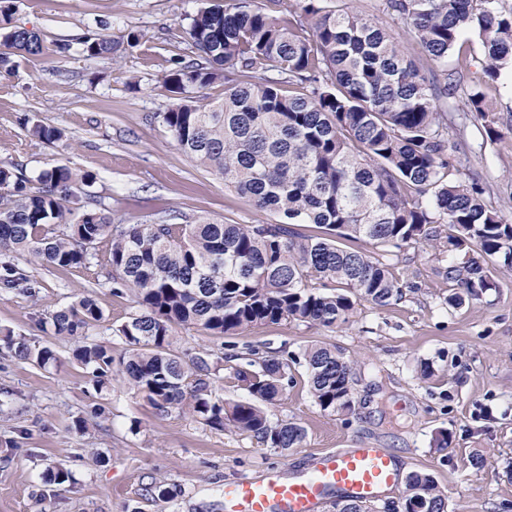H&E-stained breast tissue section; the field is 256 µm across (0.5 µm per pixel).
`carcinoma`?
<instances>
[{"label": "carcinoma", "mask_w": 512, "mask_h": 512, "mask_svg": "<svg viewBox=\"0 0 512 512\" xmlns=\"http://www.w3.org/2000/svg\"><path fill=\"white\" fill-rule=\"evenodd\" d=\"M383 10L412 30L432 61L444 62L470 34L486 64L483 82L512 69V0H383ZM186 33L201 61L180 60L162 79L174 103L157 118L176 146L224 180L253 208L276 223L116 224L101 206L76 217L66 203L93 182L67 165L43 170L33 191L10 165L0 166V252L27 254L61 269L90 268L97 245L110 243L107 266L114 293L134 292L136 311L116 332L127 356L88 341L105 318L87 293L42 319L52 335L77 342L73 357L88 370L95 391L122 376L155 414L188 412L217 430L255 437L285 453L302 447L304 427L273 423L267 408L280 401L292 379L286 358L258 357L236 371L245 401L213 396L224 353L176 349L181 328L222 339L283 322L331 328L349 322L356 301L387 306L403 296L384 257L342 241L401 249L445 238L463 255L448 266L459 290L448 305L481 300L495 283L491 265L512 268V222L487 200L477 179L451 177L459 143L449 134L440 101L458 83H438L405 57L374 16L349 9V0H228L188 17ZM139 35L116 41L87 37L89 59H116L138 46ZM0 45L29 56L45 54L40 34L0 24ZM224 83V99L196 105L188 90ZM466 96L467 112L498 136V118L481 84ZM30 134L62 139L55 127L35 124ZM316 280L320 287L310 288ZM0 285L32 294L26 276L4 267ZM8 350L44 368L57 357L47 346L6 333ZM309 391L330 414L355 408L351 362L334 346L314 344L302 354ZM146 492L157 502L173 498L164 482ZM420 501L447 512V496L434 478L414 471L405 478L397 512ZM336 512H371L350 496Z\"/></svg>", "instance_id": "carcinoma-1"}]
</instances>
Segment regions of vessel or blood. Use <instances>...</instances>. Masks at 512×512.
Listing matches in <instances>:
<instances>
[{
	"instance_id": "1",
	"label": "vessel or blood",
	"mask_w": 512,
	"mask_h": 512,
	"mask_svg": "<svg viewBox=\"0 0 512 512\" xmlns=\"http://www.w3.org/2000/svg\"><path fill=\"white\" fill-rule=\"evenodd\" d=\"M403 470L386 448H347L316 457L310 474L266 469L224 486V512H325L334 496L372 502L395 490Z\"/></svg>"
}]
</instances>
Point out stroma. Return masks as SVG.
<instances>
[{
	"label": "stroma",
	"mask_w": 512,
	"mask_h": 512,
	"mask_svg": "<svg viewBox=\"0 0 512 512\" xmlns=\"http://www.w3.org/2000/svg\"><path fill=\"white\" fill-rule=\"evenodd\" d=\"M223 3L14 0L10 24L38 31L49 52L0 73V163L15 166L33 188L53 165L89 172L94 183L78 190L71 207L93 196L125 224L160 216L175 224L262 220L247 199L183 154L156 118L170 103L162 75L194 56L186 15ZM385 24L428 77L456 68V54L431 63L412 32L390 18ZM131 32L139 45L116 60H90L81 51L84 38L122 40ZM61 44L66 52H58ZM483 93L499 118L492 140L480 121L466 117L464 94L446 103L461 128L454 166L461 178L474 175L489 186L494 205L512 218V75ZM36 123L62 129L64 139L33 138ZM458 260L432 246H404L389 259L402 299L385 307L357 301L350 322L334 328L285 322L221 341L179 330L181 350L223 349L220 398L247 399L235 370L253 353L292 359L293 381L269 418L299 423L306 438L284 455L185 413L155 415L121 378L95 392L72 358L73 341L42 332L37 320L93 292L107 319L90 339L119 359L126 346L114 330L135 310L132 292L113 295L101 266L56 269L0 255V268L23 269L36 291L30 297L0 289V332L50 346L58 357L42 370L0 346V512H222L225 482L268 467L307 472L316 456L362 443L391 449L405 472L432 474L448 496V512H502L512 505V269H497L496 286L482 301L453 308L445 271ZM312 344L336 346L353 363V412L332 415L315 403L300 363ZM443 431L448 446L441 449ZM95 453L101 463L92 462ZM56 467L68 470L65 482L48 480ZM154 479L174 489L170 502L149 500L145 486Z\"/></svg>",
	"instance_id": "35a3bbf8"
}]
</instances>
